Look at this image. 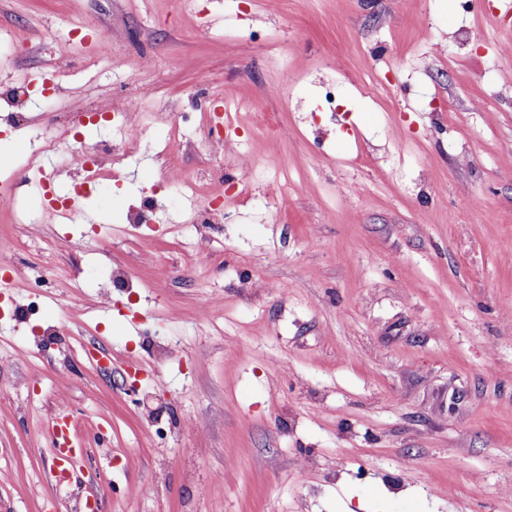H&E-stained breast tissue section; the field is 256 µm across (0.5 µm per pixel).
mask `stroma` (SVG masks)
I'll list each match as a JSON object with an SVG mask.
<instances>
[{
  "label": "stroma",
  "mask_w": 512,
  "mask_h": 512,
  "mask_svg": "<svg viewBox=\"0 0 512 512\" xmlns=\"http://www.w3.org/2000/svg\"><path fill=\"white\" fill-rule=\"evenodd\" d=\"M276 2L0 0V91L34 82L26 132L0 101V512H512V0ZM134 97L148 143L63 223L39 170ZM174 167L246 193L202 227ZM49 434L52 438L56 460V479H65L77 456H81L82 449L73 441L71 425L68 415L58 411L51 419Z\"/></svg>",
  "instance_id": "stroma-1"
}]
</instances>
